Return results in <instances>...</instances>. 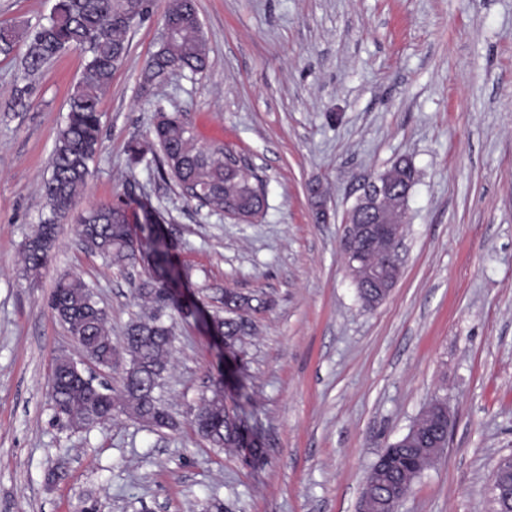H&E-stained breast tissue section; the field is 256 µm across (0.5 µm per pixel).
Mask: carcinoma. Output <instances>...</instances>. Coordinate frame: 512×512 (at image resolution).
<instances>
[{
    "mask_svg": "<svg viewBox=\"0 0 512 512\" xmlns=\"http://www.w3.org/2000/svg\"><path fill=\"white\" fill-rule=\"evenodd\" d=\"M150 13L151 0H56L44 24L22 30L0 24V54H11L21 42L26 46L22 60L24 81L68 50H79L85 55L81 77L56 134L51 173L43 185L48 215L23 244V259L29 272L37 274L46 267L59 224L79 202L90 163L102 148V95L126 57L129 32L149 18ZM162 24L170 28L171 36L161 37L158 49L145 63V90L163 81L172 69L197 74L209 64L194 0H169ZM149 152L161 153L157 168L161 179L191 189L196 201L205 206L241 209L257 215L264 211L266 197L258 177L246 165H228L224 161V147L199 146L182 112L158 113L147 140H133L128 145L134 164ZM400 174L415 183L416 169L403 158L385 172L387 176ZM164 223V215L151 201L137 200L129 194L92 205L78 217L77 235L91 237L93 244L88 249L106 263L124 268L145 264L144 274L134 284V298L141 301L147 312L126 328V364L120 390L91 375L75 381L66 371L69 355L56 358L59 366L50 382L53 409L57 417L75 430H88L117 415L160 429L177 425L163 403L162 393L169 372L174 322L185 311L163 297L165 279L174 268V243L162 227ZM132 224L147 225L148 251L134 244ZM352 244L362 251L368 264L383 262L382 247L368 248L355 238ZM268 305L269 301L259 296L243 297L226 291L224 312L211 314L212 322L222 335L240 342L253 331L249 313ZM49 308L95 365L112 368L115 354L108 315L93 287L80 277L65 273L55 282ZM447 416V400L433 399L430 410L422 411L416 420L420 429L415 433L407 431L414 435L413 445L400 449L389 464L376 462L363 487V497L371 502L374 512H399L403 497L396 495V491L408 492L435 458V447L448 442ZM193 417L207 419L208 429L202 436L213 447L237 450L250 444L253 454L262 453L257 431L238 413L225 411L224 374H219L201 395Z\"/></svg>",
    "mask_w": 512,
    "mask_h": 512,
    "instance_id": "carcinoma-1",
    "label": "carcinoma"
}]
</instances>
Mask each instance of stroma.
Wrapping results in <instances>:
<instances>
[{"label":"stroma","instance_id":"35a3bbf8","mask_svg":"<svg viewBox=\"0 0 512 512\" xmlns=\"http://www.w3.org/2000/svg\"><path fill=\"white\" fill-rule=\"evenodd\" d=\"M54 0H0V23L47 22ZM168 0L129 33L104 98L102 149L80 202L132 188L149 198L188 269L187 299L221 307L225 289L265 295L226 389L248 392L261 459L212 447L190 420L218 348L177 319L163 399L178 421L120 415L75 431L56 419L50 376L78 355L51 315L63 273L92 285L122 347L139 311L136 270L106 265L61 224L47 266L26 273L22 245L48 212L41 190L84 64L71 50L27 78L0 55V512H360L381 448L446 398L448 446L401 512H490L488 483L512 455V0H195L210 65L141 90ZM183 112L200 145H221L263 179L267 208L238 224L186 201L127 146L157 109ZM409 157L401 274L369 309L348 275L345 218L369 177ZM326 192L316 223L309 183Z\"/></svg>","mask_w":512,"mask_h":512}]
</instances>
